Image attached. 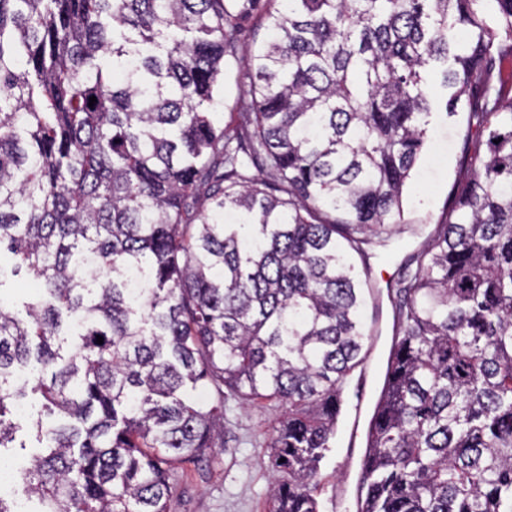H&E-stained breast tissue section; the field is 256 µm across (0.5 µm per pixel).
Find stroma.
I'll list each match as a JSON object with an SVG mask.
<instances>
[{
  "label": "stroma",
  "instance_id": "obj_1",
  "mask_svg": "<svg viewBox=\"0 0 512 512\" xmlns=\"http://www.w3.org/2000/svg\"><path fill=\"white\" fill-rule=\"evenodd\" d=\"M429 90L432 115L427 149L403 195L404 222L395 235L396 248L369 260L371 281L380 288L392 279L403 258L439 223L451 204L457 183L464 176L461 156L467 115L463 112L448 115V92L441 86L439 76L431 77ZM364 319L373 327L377 340L369 367L370 378L363 387L349 382L344 404L362 405L364 414L368 415L382 386L383 365L391 344V304H383L379 309L366 304ZM284 414L283 408L267 402L230 401L224 413L223 447L215 449L207 460L180 465L171 512H269V490L275 469L268 442L274 423ZM18 425L14 441L0 450V457L13 461L19 473L10 483L0 486V496L22 503L26 495L20 470L26 466L37 442L28 419H19ZM359 468V462L347 458L345 449L330 448L316 477L320 512H333L332 499L337 487L353 484Z\"/></svg>",
  "mask_w": 512,
  "mask_h": 512
}]
</instances>
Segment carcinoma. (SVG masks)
Segmentation results:
<instances>
[{"mask_svg": "<svg viewBox=\"0 0 512 512\" xmlns=\"http://www.w3.org/2000/svg\"><path fill=\"white\" fill-rule=\"evenodd\" d=\"M481 2L0 0V287L37 281L0 304V449L40 395V512H169L228 395L288 407L270 512H318L370 338L354 257L391 251L435 69L470 175L386 284L359 512H512V0ZM234 92L235 88L233 74L226 71L224 80L221 83V91L219 94L220 103L215 107L213 111L215 112L213 114L214 122L219 127L224 126V124L230 120V111L224 103H227L233 97ZM34 285L35 280L32 274L26 272L7 280L2 287V303L10 307L20 306L23 301H26L27 295L34 292Z\"/></svg>", "mask_w": 512, "mask_h": 512, "instance_id": "1", "label": "carcinoma"}]
</instances>
